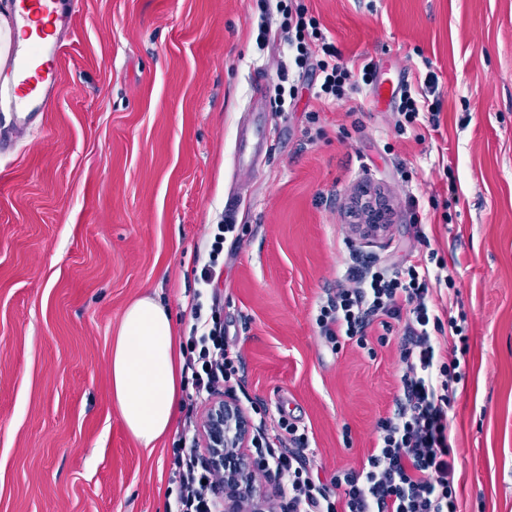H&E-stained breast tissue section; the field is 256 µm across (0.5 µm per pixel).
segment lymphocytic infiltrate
<instances>
[{
	"label": "lymphocytic infiltrate",
	"instance_id": "lymphocytic-infiltrate-1",
	"mask_svg": "<svg viewBox=\"0 0 512 512\" xmlns=\"http://www.w3.org/2000/svg\"><path fill=\"white\" fill-rule=\"evenodd\" d=\"M308 27L304 15H297L288 47L297 68L316 65L321 93L340 98L346 90L372 83L373 62L353 71L341 63L333 43L325 41L312 50ZM434 81L430 73L423 90L402 91L400 134L415 133L425 123L438 128L425 92ZM233 230V225L219 224L212 231L193 298L195 323L181 344L183 371L190 374L199 400L236 392L243 381L241 356L224 327L223 301L216 289L224 274V243ZM454 286L444 258L434 251L398 265L350 253L336 292L317 309L316 325L339 351L349 344L367 348L368 333L376 327L379 343L387 344L393 322H401V386L393 410L375 424V443L361 467L338 470L327 481L306 454V429L284 417L276 428H254V471L287 498L288 512H459L448 413L454 386L464 377L467 338L457 319L442 318L432 301L434 292ZM169 481L177 489L174 512H215L224 474L210 466L196 444L174 449Z\"/></svg>",
	"mask_w": 512,
	"mask_h": 512
}]
</instances>
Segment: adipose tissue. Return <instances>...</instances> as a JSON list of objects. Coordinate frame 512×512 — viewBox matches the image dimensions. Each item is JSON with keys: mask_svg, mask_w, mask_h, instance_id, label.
Listing matches in <instances>:
<instances>
[{"mask_svg": "<svg viewBox=\"0 0 512 512\" xmlns=\"http://www.w3.org/2000/svg\"><path fill=\"white\" fill-rule=\"evenodd\" d=\"M176 326L170 310L152 297L131 303L112 344V407L129 434L152 447L173 428L180 370Z\"/></svg>", "mask_w": 512, "mask_h": 512, "instance_id": "adipose-tissue-1", "label": "adipose tissue"}]
</instances>
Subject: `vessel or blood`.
Listing matches in <instances>:
<instances>
[{
  "instance_id": "b4317fda",
  "label": "vessel or blood",
  "mask_w": 512,
  "mask_h": 512,
  "mask_svg": "<svg viewBox=\"0 0 512 512\" xmlns=\"http://www.w3.org/2000/svg\"><path fill=\"white\" fill-rule=\"evenodd\" d=\"M78 0H13L8 16L11 30L29 31L39 27L43 40L33 43L12 41L0 53V72L11 80L6 93L13 108V120L8 131L0 133V154L24 139L39 112L45 111L54 97L57 61L66 43L71 14ZM268 141V130L260 122H252L241 134L240 153L257 158Z\"/></svg>"
}]
</instances>
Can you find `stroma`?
<instances>
[{
    "label": "stroma",
    "instance_id": "obj_1",
    "mask_svg": "<svg viewBox=\"0 0 512 512\" xmlns=\"http://www.w3.org/2000/svg\"><path fill=\"white\" fill-rule=\"evenodd\" d=\"M292 9L348 68L373 61L397 87L434 72L438 130L398 134L396 101L370 86L319 98L288 53ZM60 72L43 122L0 159V512H169L173 450L205 406L180 394L174 431L142 447L112 409V340L143 295L189 334L235 188L219 288L244 390L305 426L322 478L359 467L399 392L402 326L337 352L314 315L364 184L393 215L362 252L434 249L459 291L439 305L469 346L449 412L460 510L512 512V0H81ZM258 84L268 151L246 172L235 146Z\"/></svg>",
    "mask_w": 512,
    "mask_h": 512
}]
</instances>
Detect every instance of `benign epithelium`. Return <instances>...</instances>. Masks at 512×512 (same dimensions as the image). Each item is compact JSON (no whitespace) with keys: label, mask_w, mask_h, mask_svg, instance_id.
<instances>
[{"label":"benign epithelium","mask_w":512,"mask_h":512,"mask_svg":"<svg viewBox=\"0 0 512 512\" xmlns=\"http://www.w3.org/2000/svg\"><path fill=\"white\" fill-rule=\"evenodd\" d=\"M364 206L365 215L353 225L356 239L378 240L386 233L387 226L379 210L386 205L380 193L364 190L354 198ZM250 439V422L240 405L215 398L208 409V420L203 426L202 444L212 464L224 468V500L222 512H243L241 498L248 496L249 512H269L268 498L253 487L249 480L251 458L247 452Z\"/></svg>","instance_id":"obj_1"}]
</instances>
